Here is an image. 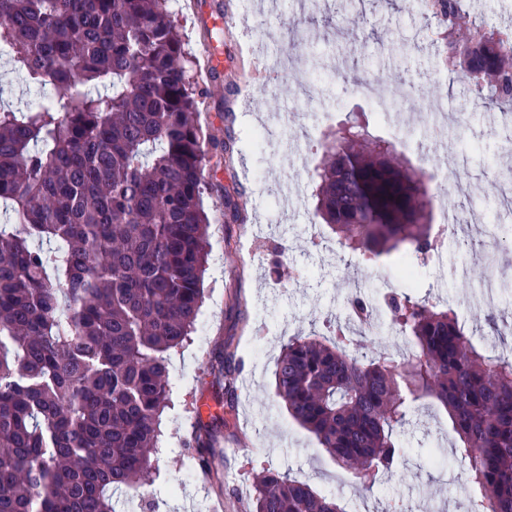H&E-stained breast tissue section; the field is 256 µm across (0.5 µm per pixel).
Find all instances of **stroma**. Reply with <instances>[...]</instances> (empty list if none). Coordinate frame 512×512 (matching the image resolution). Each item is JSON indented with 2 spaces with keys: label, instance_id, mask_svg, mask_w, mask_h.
<instances>
[{
  "label": "stroma",
  "instance_id": "stroma-1",
  "mask_svg": "<svg viewBox=\"0 0 512 512\" xmlns=\"http://www.w3.org/2000/svg\"><path fill=\"white\" fill-rule=\"evenodd\" d=\"M174 0L172 19L193 62L190 75L201 92L200 121L214 141L233 135L230 160L211 159L210 187L202 196L210 218L211 251L204 274L202 333L169 356L170 406L163 415L158 464L141 479L125 512H139L140 497L156 512H213L210 481L185 465L195 429L194 407L212 397L210 362L217 350L233 356L235 400L224 407L223 446L213 460V478L224 484V512H246L250 474L262 468L288 470L319 491L335 493L359 512H470V496L455 470L448 415L435 401L421 404L423 430L404 436L408 462L373 490L340 480L335 463L273 396L272 370L282 344L297 333H325L345 315L355 281L393 271V261L366 262L338 243L315 217L321 145L346 120L368 116L373 132L389 139L398 130L403 162L423 171L433 197L432 222L454 211L472 244L469 252L448 248L445 258L421 267L411 291L456 309L476 336L500 331V349L512 351V240L489 247L493 226L512 227V184L499 173L512 170V151L502 146L512 112H494L454 81L441 62L440 31L422 8L404 0ZM304 48L296 64L311 68L317 91L306 98L283 61L292 39ZM211 52L224 81L211 83L203 54ZM381 76L383 85L403 82L415 93L405 105L411 121L398 125L373 112L361 95H349L340 70ZM448 118L426 110L437 98ZM268 130L256 143L258 130ZM468 175V193L449 195L440 176L451 159Z\"/></svg>",
  "mask_w": 512,
  "mask_h": 512
}]
</instances>
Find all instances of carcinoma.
<instances>
[{
    "mask_svg": "<svg viewBox=\"0 0 512 512\" xmlns=\"http://www.w3.org/2000/svg\"><path fill=\"white\" fill-rule=\"evenodd\" d=\"M442 63L489 109L512 108V32L482 44L464 0H428ZM55 102L0 105V512H118L112 494L154 465L170 399L168 352L197 331L209 219L208 136L171 0H0V45ZM322 220L375 262H426L436 238L423 177L354 122L322 144ZM402 354L359 357L355 336H292L274 395L339 468L372 486L407 456L412 401L448 411L478 489L472 512H512V362L474 343L451 306L391 294ZM352 297L347 311L370 317ZM234 392L224 350L211 364ZM224 416L196 419L193 460L209 467ZM249 512H346L286 471L253 481Z\"/></svg>",
    "mask_w": 512,
    "mask_h": 512,
    "instance_id": "carcinoma-1",
    "label": "carcinoma"
}]
</instances>
